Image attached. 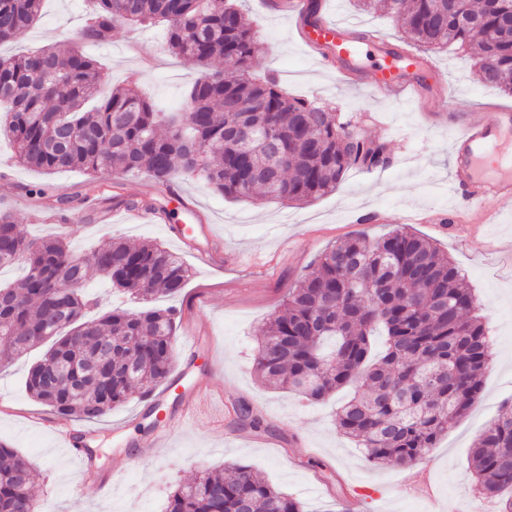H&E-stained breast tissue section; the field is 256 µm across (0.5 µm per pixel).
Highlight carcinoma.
<instances>
[{
    "label": "carcinoma",
    "mask_w": 512,
    "mask_h": 512,
    "mask_svg": "<svg viewBox=\"0 0 512 512\" xmlns=\"http://www.w3.org/2000/svg\"><path fill=\"white\" fill-rule=\"evenodd\" d=\"M402 21L423 51L455 46L475 59L480 83L512 95V0H355ZM43 0H0V46L41 16ZM166 25L168 49L208 69L178 112H163L134 87L100 95L101 66L83 46L112 40L120 25ZM259 35L238 0H87L72 45L0 56V137L17 163L78 169L90 179L121 170L162 186L202 179L232 198L255 192L288 204L336 190L354 169L390 163L385 143L354 134L351 119L296 98L273 76L255 79ZM290 151L276 173L277 151ZM23 277L0 288V366L49 344L27 375L38 402L63 416L100 420L174 363L176 312L107 308L80 286L94 271L148 302L177 295L190 272L156 243L102 242L86 259L59 237L30 241L0 212V268ZM477 300L453 260L430 239L399 226L323 251L288 292L282 314L259 333L253 369L272 389L320 402L344 387L340 430L381 466L428 455L479 399L492 344ZM386 350L371 355V337ZM472 474L485 498L512 491V407L479 436ZM30 465L0 443V512H39ZM165 512H304L301 502L260 480L250 466L203 473L174 487Z\"/></svg>",
    "instance_id": "1"
}]
</instances>
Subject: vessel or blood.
I'll list each match as a JSON object with an SVG mask.
<instances>
[{"label": "vessel or blood", "mask_w": 512, "mask_h": 512, "mask_svg": "<svg viewBox=\"0 0 512 512\" xmlns=\"http://www.w3.org/2000/svg\"><path fill=\"white\" fill-rule=\"evenodd\" d=\"M298 38L307 48L318 51L320 64L335 65L341 81H349L351 73L358 70L363 49L350 40L347 25L321 15L315 23L299 26ZM442 78L437 66L402 51L379 54L370 72L372 87L394 100L415 95L429 80ZM448 122L456 129L449 189L465 202L475 223H495L496 217L485 210V202L492 198L501 206H512V108L495 110L488 121L452 112ZM166 392L178 397L180 407L176 414L165 417L162 429L151 442L155 448L165 447L169 435L197 409V385L178 383L168 386ZM54 426L66 448L80 462H87L80 447L85 428L79 422L64 419L55 420Z\"/></svg>", "instance_id": "b4317fda"}]
</instances>
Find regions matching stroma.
<instances>
[{"instance_id": "35a3bbf8", "label": "stroma", "mask_w": 512, "mask_h": 512, "mask_svg": "<svg viewBox=\"0 0 512 512\" xmlns=\"http://www.w3.org/2000/svg\"><path fill=\"white\" fill-rule=\"evenodd\" d=\"M246 2L245 16L260 30L262 42L253 75H275L292 96L327 103L352 118L361 135L387 144L389 166L351 171L336 191L302 205L259 195L232 199L191 179L179 181L182 199L177 202L137 174H110L90 191L81 171L46 175L12 162L9 144L0 140V211L12 213L21 235H65L77 255L113 237L133 244L157 242L183 259L191 276L169 301L180 315L175 366L190 367V380L203 388L199 417L178 428L157 454L142 453L141 444L158 432L162 415L176 412V401L166 400L156 411L136 395L92 422L89 448L96 467L85 474L53 432L29 421L31 414L53 413L24 387L30 366L42 355L37 348L0 367V442L28 460L40 512H162L175 483L236 463L251 466L260 478L298 499L305 512H472L476 495L469 455L503 405L512 404V222L435 223L437 213L462 208L448 193L454 130L437 112L452 104L487 120V104L512 106V96L478 83L473 60L451 49L429 55L444 73L446 88L429 94L428 111H419L413 101L381 98L365 83L341 88L334 70L320 68L310 50L291 37L287 13L265 9L264 0ZM85 9L84 0H47L20 44L2 46L0 54L64 44L82 25ZM323 9L353 30L406 45L399 21L357 11L350 0H323ZM86 52L102 66L103 92L134 78L142 93L168 112L178 110L201 75L199 66L171 54L160 27H119L111 43L87 46ZM35 185L50 187L56 197L81 198L77 210L83 222L34 223L26 190ZM151 198L167 206L173 223L187 224L191 213L200 215L210 233L197 242L212 248L214 264L198 262L163 225L98 219L100 210ZM369 212L381 213V221L356 222V214ZM399 224L436 242L460 267L493 339L480 399L449 426L437 448L409 467L373 464L343 435L335 414L348 390L309 403L262 385L251 360L258 330L283 311L289 288L319 254L363 233L381 237ZM195 336L204 349L193 356L187 346ZM244 403L262 415L265 431L239 420L237 408ZM111 471L119 480L109 487L103 478Z\"/></svg>"}]
</instances>
